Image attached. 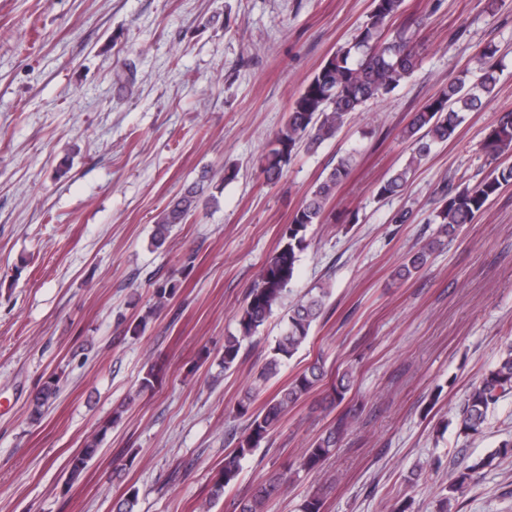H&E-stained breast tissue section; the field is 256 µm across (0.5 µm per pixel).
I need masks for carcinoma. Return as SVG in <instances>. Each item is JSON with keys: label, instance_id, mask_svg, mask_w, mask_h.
I'll list each match as a JSON object with an SVG mask.
<instances>
[{"label": "carcinoma", "instance_id": "1", "mask_svg": "<svg viewBox=\"0 0 512 512\" xmlns=\"http://www.w3.org/2000/svg\"><path fill=\"white\" fill-rule=\"evenodd\" d=\"M403 2L372 0V10L353 38L324 60L298 92L288 108L284 123L261 155L259 169L265 183L275 185L282 179L300 146H305L309 152L317 151L325 141L336 136L350 115L367 102L385 97L413 74L419 65V58L412 37L404 28L390 35L386 33L388 24L402 13ZM496 52V47L486 45L476 54L475 61L482 71L477 85H467V72L464 71L411 114L409 122L401 130V137L412 145V154L403 167L393 170L378 183V196L390 197L401 193L416 168L430 156L433 149L455 138L464 119L463 113L481 109L494 96L498 75L491 60ZM482 150L492 171L472 189H461L451 182L442 188L436 236L405 256L394 271L396 279L406 281L421 271L445 240L453 238L462 225L472 223L487 202L512 183V166L503 165V159L512 156V112L501 115L490 126ZM353 161L352 154L342 157L313 187L285 225L278 247L266 258L259 279L247 293L238 313L236 332L224 339L221 357L224 371L231 370L237 364L243 342L254 336L274 309L281 305L296 274L297 255L307 247L309 230L315 224L326 223L328 205L335 197L338 186L350 175ZM210 201L204 180L187 185L157 215L151 245L157 249L162 247L174 225L186 223L190 216L207 207ZM178 290L179 283L173 278L157 284L153 291V306L144 315L128 322L125 331L134 336L142 335L153 315L168 304ZM331 294L328 287L313 288L288 307L283 317V330L271 347L268 359L237 402L236 412L241 417H248V424L238 438L236 447L224 455V462L210 490L211 501L224 496L226 488L237 481L242 462L260 447L288 412L323 385L326 378H331L326 399L332 406L341 404L352 389L353 369H338L331 375L320 356L266 400L258 411H253L262 386L275 378L308 342L313 325L326 312ZM59 382V378L51 376L37 390L31 400L32 420H40L57 397ZM511 394L512 343H509L501 350L496 363L471 387L459 407L457 420L460 433L466 436L481 433L488 411ZM127 408L126 404L115 408L112 418L85 440L82 449L69 461V480L77 479L96 457L107 431L122 420ZM354 418L355 410L352 408L339 414L325 433L304 450L298 469L305 472L320 470L336 451ZM506 456H512L511 438L502 440L484 458L454 473L446 494L440 499L439 512H448L451 502L463 494L479 470ZM288 479L286 470L269 474L251 494L237 502L236 512H266L269 502L282 490Z\"/></svg>", "mask_w": 512, "mask_h": 512}]
</instances>
